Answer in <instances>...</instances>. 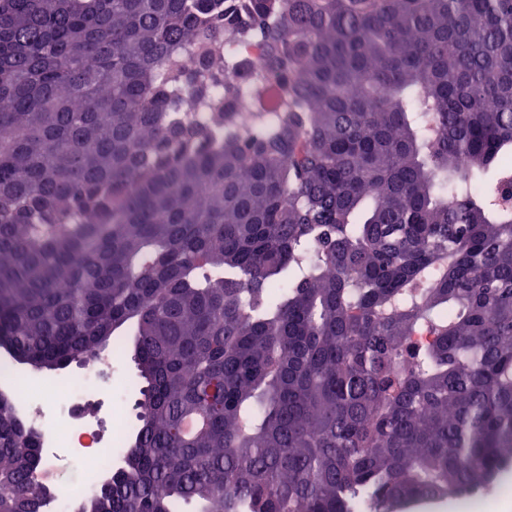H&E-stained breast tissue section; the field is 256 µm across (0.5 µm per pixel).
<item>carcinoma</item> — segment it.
Instances as JSON below:
<instances>
[{
    "mask_svg": "<svg viewBox=\"0 0 512 512\" xmlns=\"http://www.w3.org/2000/svg\"><path fill=\"white\" fill-rule=\"evenodd\" d=\"M510 162L512 0H0V349L57 371L126 332L142 383L77 512L507 473ZM42 465L0 392V512H45Z\"/></svg>",
    "mask_w": 512,
    "mask_h": 512,
    "instance_id": "1",
    "label": "carcinoma"
}]
</instances>
